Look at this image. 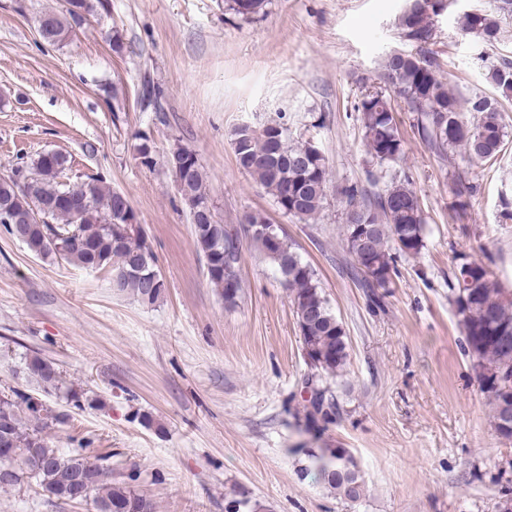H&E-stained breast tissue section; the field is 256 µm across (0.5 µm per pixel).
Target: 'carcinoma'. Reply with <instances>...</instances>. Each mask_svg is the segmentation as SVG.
Here are the masks:
<instances>
[{"instance_id":"obj_1","label":"carcinoma","mask_w":512,"mask_h":512,"mask_svg":"<svg viewBox=\"0 0 512 512\" xmlns=\"http://www.w3.org/2000/svg\"><path fill=\"white\" fill-rule=\"evenodd\" d=\"M107 0H66L60 13H45L37 19L38 35L48 43L65 39L80 27L87 16L106 9ZM227 0L235 14L251 17L263 11L266 0ZM403 11L399 17L402 37L417 44L419 52L386 55L378 76L386 90H367L355 107L363 129L367 154L377 164L396 162L404 154L403 141L394 117L383 99L393 94L416 113L414 127L420 139L438 158L450 160V153L463 149L470 159L492 160L499 156L507 137L499 101L476 96L462 101L439 72V64L428 45L435 30L434 15L427 0ZM464 32L486 43L498 40V18L487 12L465 13L460 18ZM489 81L505 98L512 96V62L502 60L488 72ZM162 90L143 77L140 103L143 109L164 111ZM476 115L469 123L463 113ZM233 151L238 168L270 194L283 213L308 221L323 208L330 171L325 156L311 151L307 141H293L281 123L252 130L249 138L238 141L233 134ZM180 161L185 167L184 182L177 188L185 205L197 204L213 211L202 166L196 153L178 145L167 156V163ZM68 157L60 152L51 160H32L29 170L18 169L0 178V225L11 236L22 234L23 243L41 257H58L86 269L108 268L112 287L131 294L143 304L155 303L165 292V284L148 287L157 271L154 257L143 242L140 231L124 230L114 223L131 209L128 196L98 178L67 184L60 181ZM475 187L454 179L452 207L463 210ZM344 207L343 243L351 256V275L364 288L372 303L379 305L391 294L399 277L398 259L417 256L424 248V218L418 196L409 178L396 182L370 196L357 184L338 189ZM74 195L82 199L86 211L78 215L64 202ZM46 217L41 224H26L33 211ZM197 248L204 254L209 282L234 306L242 292L238 279L225 273L237 264L241 242L224 225L189 214ZM252 227L250 240L270 260L281 284L289 292L295 312L301 345L312 351L318 383L333 407L338 403L333 384L341 379L349 364L348 337L342 322L333 312L314 269L293 250L285 236L272 244L260 232L269 225L260 213L246 215ZM448 302L463 334V349L470 358L481 389L492 411L496 435L512 443V429L502 426L503 414L512 408V382L501 380L500 373H512V291L505 288L492 269L483 262L469 263L468 271L456 267L448 280ZM26 369L44 385L58 387L60 372L55 364L33 356ZM50 417L58 425L69 419L65 412L48 414V409L30 394L13 388L0 397V469L10 467L15 477L0 481V491H10L33 482L48 496L71 501L75 479L83 477L86 499L95 512H156V505L141 494L129 480H114L112 473L90 461L83 448L64 454L49 445L44 434ZM345 449L318 448L304 453L301 472L313 474L338 498L356 503L366 497V482L361 469L350 465Z\"/></svg>"}]
</instances>
